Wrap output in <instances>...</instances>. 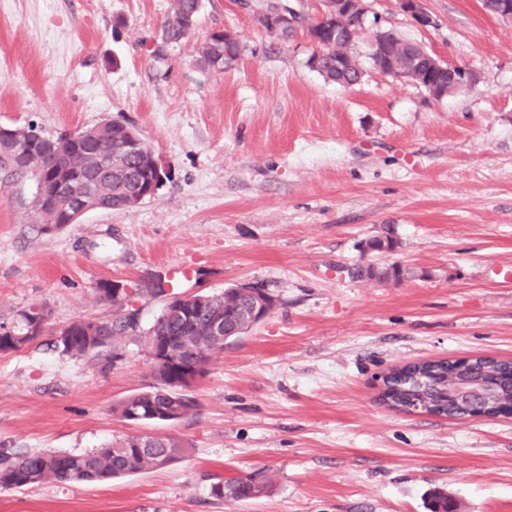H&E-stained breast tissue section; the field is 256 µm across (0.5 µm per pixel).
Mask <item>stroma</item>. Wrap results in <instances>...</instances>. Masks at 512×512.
I'll list each match as a JSON object with an SVG mask.
<instances>
[{
    "label": "stroma",
    "mask_w": 512,
    "mask_h": 512,
    "mask_svg": "<svg viewBox=\"0 0 512 512\" xmlns=\"http://www.w3.org/2000/svg\"><path fill=\"white\" fill-rule=\"evenodd\" d=\"M172 0H0V126L45 131L106 120L134 126L169 180L130 210L90 212L47 232L35 182L0 179V322L43 305L42 336L0 355V447L81 453L131 433H167L183 458L97 485L0 489V512H512V420L403 414L382 377L422 359L512 358V20L482 0H368L342 87L306 61V29H262L263 0H203L190 36L164 45ZM390 30L474 71L437 99L369 58ZM216 31L238 58L198 66ZM392 235L391 252L368 250ZM369 263L398 280L353 278ZM162 275L180 294L265 286L279 302L225 346L175 424H135L114 405L154 382L141 341L97 356L59 354L56 329L112 317L102 281L131 287L148 329ZM269 479L247 502L211 484Z\"/></svg>",
    "instance_id": "35a3bbf8"
}]
</instances>
